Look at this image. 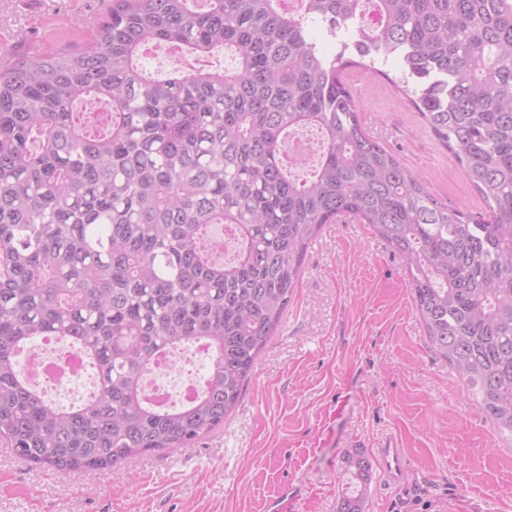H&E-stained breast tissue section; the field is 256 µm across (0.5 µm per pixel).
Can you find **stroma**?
<instances>
[{"label":"stroma","instance_id":"obj_1","mask_svg":"<svg viewBox=\"0 0 512 512\" xmlns=\"http://www.w3.org/2000/svg\"><path fill=\"white\" fill-rule=\"evenodd\" d=\"M0 0V34L86 37L90 0ZM391 62L344 72L367 133L439 202H485L393 81ZM406 262L369 225H324L292 302L223 427L188 448L61 473L0 445V512H336L348 456L399 438L408 487L371 477L364 512H512L506 447L427 340Z\"/></svg>","mask_w":512,"mask_h":512}]
</instances>
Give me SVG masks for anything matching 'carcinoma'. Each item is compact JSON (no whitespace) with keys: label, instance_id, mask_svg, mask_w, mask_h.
Segmentation results:
<instances>
[{"label":"carcinoma","instance_id":"obj_1","mask_svg":"<svg viewBox=\"0 0 512 512\" xmlns=\"http://www.w3.org/2000/svg\"><path fill=\"white\" fill-rule=\"evenodd\" d=\"M364 38L482 195L450 209L364 130L341 72ZM350 34L331 58L312 27ZM179 63L156 77L143 50ZM231 49L232 72L189 60ZM321 136L291 178L288 137ZM369 225L406 261L434 350L512 442V0H110L75 49L0 57V443L62 473L188 448L224 425L288 310L325 224ZM227 231L237 253L223 259ZM40 338L86 354L77 407L20 373ZM203 342L190 402L152 403L143 372ZM363 512L370 462L348 459Z\"/></svg>","mask_w":512,"mask_h":512}]
</instances>
